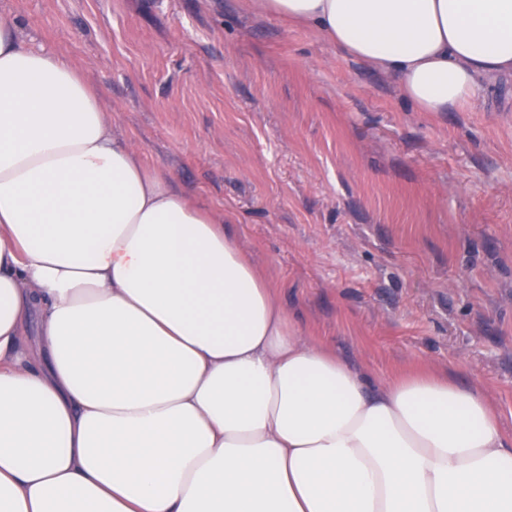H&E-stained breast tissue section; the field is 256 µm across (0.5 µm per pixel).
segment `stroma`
Returning <instances> with one entry per match:
<instances>
[{
    "mask_svg": "<svg viewBox=\"0 0 512 512\" xmlns=\"http://www.w3.org/2000/svg\"><path fill=\"white\" fill-rule=\"evenodd\" d=\"M112 131L249 253L305 336L377 380L486 391L512 435V77L459 112L245 0H0Z\"/></svg>",
    "mask_w": 512,
    "mask_h": 512,
    "instance_id": "35a3bbf8",
    "label": "stroma"
}]
</instances>
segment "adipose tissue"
Listing matches in <instances>:
<instances>
[{"mask_svg":"<svg viewBox=\"0 0 512 512\" xmlns=\"http://www.w3.org/2000/svg\"><path fill=\"white\" fill-rule=\"evenodd\" d=\"M458 112L512 0H258ZM0 512H512V437L446 373L373 380L0 18Z\"/></svg>","mask_w":512,"mask_h":512,"instance_id":"1","label":"adipose tissue"}]
</instances>
